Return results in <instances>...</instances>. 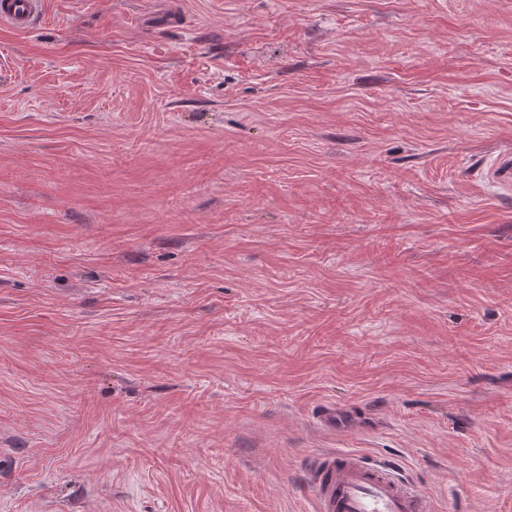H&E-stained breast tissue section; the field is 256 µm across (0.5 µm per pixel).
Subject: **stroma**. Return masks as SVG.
I'll list each match as a JSON object with an SVG mask.
<instances>
[{
	"instance_id": "stroma-1",
	"label": "stroma",
	"mask_w": 512,
	"mask_h": 512,
	"mask_svg": "<svg viewBox=\"0 0 512 512\" xmlns=\"http://www.w3.org/2000/svg\"><path fill=\"white\" fill-rule=\"evenodd\" d=\"M506 156L512 0L0 25V512H315L337 450L512 512Z\"/></svg>"
}]
</instances>
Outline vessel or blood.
<instances>
[{
    "label": "vessel or blood",
    "instance_id": "b4317fda",
    "mask_svg": "<svg viewBox=\"0 0 512 512\" xmlns=\"http://www.w3.org/2000/svg\"><path fill=\"white\" fill-rule=\"evenodd\" d=\"M44 0H0V23L33 30ZM316 512H433L430 499L387 463H370L355 452L313 457L304 483Z\"/></svg>",
    "mask_w": 512,
    "mask_h": 512
}]
</instances>
